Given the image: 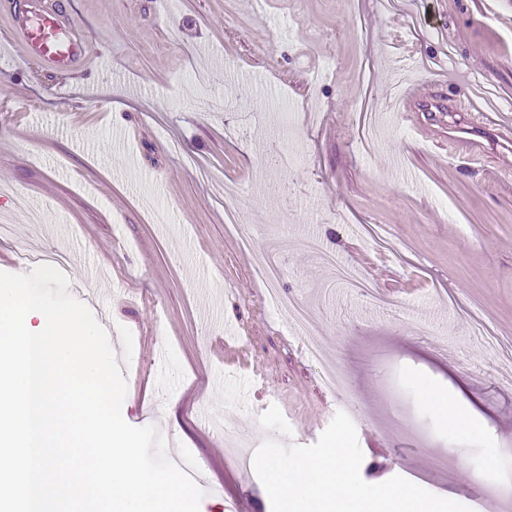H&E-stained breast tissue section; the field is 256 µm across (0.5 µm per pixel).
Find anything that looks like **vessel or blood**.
Here are the masks:
<instances>
[{
    "label": "vessel or blood",
    "instance_id": "vessel-or-blood-1",
    "mask_svg": "<svg viewBox=\"0 0 512 512\" xmlns=\"http://www.w3.org/2000/svg\"><path fill=\"white\" fill-rule=\"evenodd\" d=\"M62 17L61 5L43 7L40 23L35 26L19 24L18 33L25 56L38 64L51 67L58 78L64 81L71 77L78 62L93 55L94 48L89 42L81 39L61 40L59 33L62 28ZM448 84L447 75L441 73L431 74L416 82L413 88L403 95L399 103L400 111H412L415 102L421 99L425 100L427 105H435V88H443Z\"/></svg>",
    "mask_w": 512,
    "mask_h": 512
}]
</instances>
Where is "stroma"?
<instances>
[{
    "instance_id": "stroma-1",
    "label": "stroma",
    "mask_w": 512,
    "mask_h": 512,
    "mask_svg": "<svg viewBox=\"0 0 512 512\" xmlns=\"http://www.w3.org/2000/svg\"><path fill=\"white\" fill-rule=\"evenodd\" d=\"M64 2L67 35L105 61L62 88L0 0V271L35 239L67 255L70 294L116 344L125 421L218 488L200 512H271L241 453L314 444L340 411L367 483L512 512V149L495 135L512 123V0ZM438 69L445 111L402 116ZM452 127L484 162L435 148ZM284 144L294 162L266 163ZM264 261L307 330L265 307ZM425 383L479 431L446 427ZM451 82L448 76L441 73H433L429 77L414 83L413 88L403 95L399 103L400 112H413V106L418 100H425L427 106H435L434 89L448 87Z\"/></svg>"
}]
</instances>
